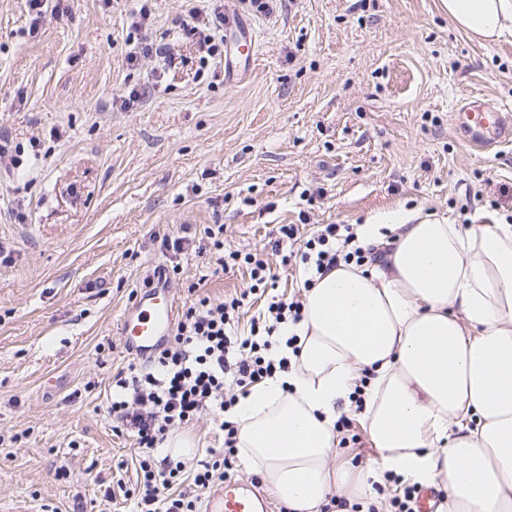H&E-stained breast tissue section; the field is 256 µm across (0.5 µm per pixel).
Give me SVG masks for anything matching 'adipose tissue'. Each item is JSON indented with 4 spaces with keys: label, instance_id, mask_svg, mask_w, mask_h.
<instances>
[{
    "label": "adipose tissue",
    "instance_id": "1",
    "mask_svg": "<svg viewBox=\"0 0 512 512\" xmlns=\"http://www.w3.org/2000/svg\"><path fill=\"white\" fill-rule=\"evenodd\" d=\"M474 36L512 35V0H442ZM377 261L340 264L303 292L288 372L231 412L246 469L289 512H324L332 495H373L385 473L443 491L441 512H512V224L400 212L359 225ZM361 417L377 459L331 466L336 421L361 371Z\"/></svg>",
    "mask_w": 512,
    "mask_h": 512
}]
</instances>
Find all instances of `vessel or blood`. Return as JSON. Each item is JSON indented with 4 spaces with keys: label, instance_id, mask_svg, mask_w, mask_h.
<instances>
[{
    "label": "vessel or blood",
    "instance_id": "1",
    "mask_svg": "<svg viewBox=\"0 0 512 512\" xmlns=\"http://www.w3.org/2000/svg\"><path fill=\"white\" fill-rule=\"evenodd\" d=\"M232 28L242 48L255 45L253 31L240 21ZM240 52L224 56V77L233 79L247 64ZM455 125L466 141L474 146H486L489 141L511 142L512 122L502 112L475 103L462 109ZM175 321V302L165 287H151L136 298L120 319V334L126 349L141 358L157 352L170 335ZM206 512H269V505L257 486L238 480L226 481L224 486L205 497Z\"/></svg>",
    "mask_w": 512,
    "mask_h": 512
}]
</instances>
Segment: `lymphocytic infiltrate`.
<instances>
[{
	"label": "lymphocytic infiltrate",
	"instance_id": "lymphocytic-infiltrate-1",
	"mask_svg": "<svg viewBox=\"0 0 512 512\" xmlns=\"http://www.w3.org/2000/svg\"><path fill=\"white\" fill-rule=\"evenodd\" d=\"M203 233L215 251L216 272L246 265L258 287L272 279L273 267L285 269L295 260L326 272L343 262L361 264L376 256L374 248L355 245L356 232L350 224L322 225L297 254L273 248L278 258L274 264L259 253H225L223 225H207ZM200 288V283H191L189 290L196 298L182 311L167 345L147 364H129L115 377L112 415L141 451L137 478L140 512H196L195 500L175 490L184 463H172L167 457L155 459L154 450L170 429L188 423L202 411H214L224 433L226 457L222 466L203 465L193 477L197 488L208 489L223 479V471L231 467L237 451L236 427L226 420V412L251 388L290 367L288 357L278 355L276 348L283 342L282 328L302 317L300 299L271 296L265 311L252 318L248 333L240 335L234 327L240 319L242 298L230 295L215 302L201 294Z\"/></svg>",
	"mask_w": 512,
	"mask_h": 512
}]
</instances>
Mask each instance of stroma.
<instances>
[{"label":"stroma","instance_id":"stroma-1","mask_svg":"<svg viewBox=\"0 0 512 512\" xmlns=\"http://www.w3.org/2000/svg\"><path fill=\"white\" fill-rule=\"evenodd\" d=\"M144 5L172 54L132 62ZM62 6L36 23L0 0V137L23 151L0 166V512H135L137 450L109 406L159 237L220 224L225 252H259L279 224L511 221L512 143L471 146L452 116L478 101L512 119V35L471 37L441 0H230L257 43L230 83L193 30L213 0ZM177 261L176 306L202 277L215 301L250 286L195 249ZM182 431L187 466L223 460L211 413Z\"/></svg>","mask_w":512,"mask_h":512}]
</instances>
